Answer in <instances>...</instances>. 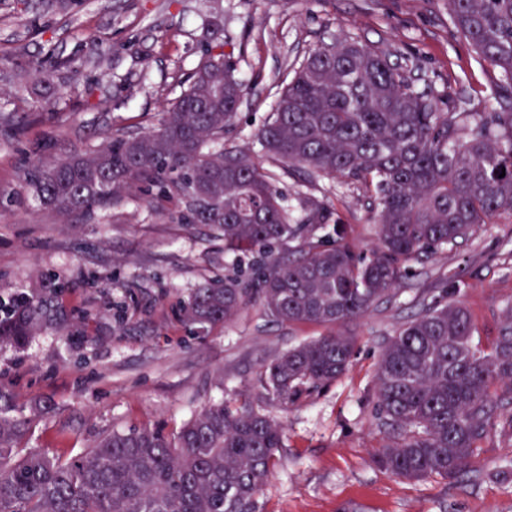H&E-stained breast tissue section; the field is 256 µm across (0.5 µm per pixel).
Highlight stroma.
<instances>
[{"mask_svg":"<svg viewBox=\"0 0 512 512\" xmlns=\"http://www.w3.org/2000/svg\"><path fill=\"white\" fill-rule=\"evenodd\" d=\"M221 38L253 85L232 141L255 147L289 73L317 46L353 39L385 52L421 90L486 111L499 85L453 29L446 0H0V318L23 297L43 301L41 327L21 346L0 342V389L9 416L27 418L28 447L79 453L112 429H179L214 401L250 404L282 423L279 463L261 497L266 512H512V439L488 437L461 478L403 480L374 457L389 440L374 416L375 371L384 341L442 275L475 337L495 336L512 306V218L485 226L458 249L413 263L408 279L366 316L338 325L356 337L349 371L292 405L265 397L266 364L327 334L280 325L259 308L221 328L186 325L179 305L233 264L209 228L175 224L146 201L128 200L87 223L39 208L24 186L30 162H53L100 144L112 131L140 132L187 86ZM56 71L45 97L37 67ZM287 205L315 197L374 239L369 192L328 178H283Z\"/></svg>","mask_w":512,"mask_h":512,"instance_id":"obj_1","label":"stroma"}]
</instances>
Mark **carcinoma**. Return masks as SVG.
<instances>
[{
	"label": "carcinoma",
	"instance_id": "carcinoma-1",
	"mask_svg": "<svg viewBox=\"0 0 512 512\" xmlns=\"http://www.w3.org/2000/svg\"><path fill=\"white\" fill-rule=\"evenodd\" d=\"M456 32L512 88V0H448ZM251 92L224 51L202 54L187 88L143 132L112 137L24 183L40 205L88 221L141 196L172 221L203 224L248 272L213 280L181 304L191 326H226L257 305L281 325L334 326L365 316L410 274L512 215V101L487 112H441L387 57L353 39L316 48L280 93L261 147L309 176L373 192L375 244L307 198L295 218L273 176L224 146ZM218 144L220 149L207 148ZM443 278L381 348L374 416L393 434L375 462L408 480L452 479L489 436L512 439V309L484 350L469 310ZM39 328L34 301L0 319V341ZM353 336L327 334L279 354L260 384L288 405L339 380ZM27 422L0 408V512H264L259 495L282 447L281 424L253 408L212 403L166 435L151 427L99 434L65 456L21 447Z\"/></svg>",
	"mask_w": 512,
	"mask_h": 512
}]
</instances>
